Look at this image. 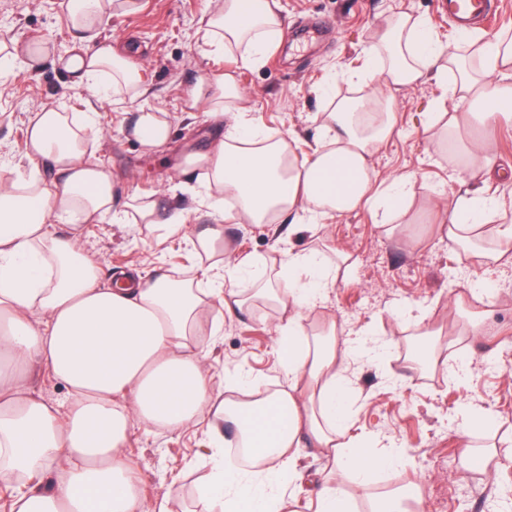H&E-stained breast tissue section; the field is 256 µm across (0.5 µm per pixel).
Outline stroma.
Segmentation results:
<instances>
[{"label": "stroma", "mask_w": 512, "mask_h": 512, "mask_svg": "<svg viewBox=\"0 0 512 512\" xmlns=\"http://www.w3.org/2000/svg\"><path fill=\"white\" fill-rule=\"evenodd\" d=\"M281 41L263 64L242 67L239 50L213 52L203 37L206 0H135L132 9L112 15L105 25L112 46L133 50L148 88L147 106L172 116L173 146L155 152L131 137L130 118L138 103L102 102L97 109L103 128L92 151L112 173L116 204L160 200L168 211L193 212L197 223L209 221L198 172L179 173L184 152L208 150L224 129L209 121L203 104L185 91L200 75L232 74L246 91L247 119L275 138H286L295 162L311 157L322 130L317 117L329 100H342L353 87L346 72L362 65L364 51L377 40L386 19L398 12L426 18L441 40L455 42L458 28L440 14L437 0H280ZM49 41L53 56L37 68L22 64L0 71V168L50 178L47 165L25 158L30 119L47 102L63 112L85 111L91 91L73 86L55 59L71 47L62 0H0V45L15 41ZM444 81L392 90L399 123L392 139L376 145L372 162L376 189L389 177L411 176L415 196L405 216L414 238H389L380 217L367 208L334 215L324 225L228 224L224 237L240 255L250 257L263 273L276 258L291 251L320 247L348 255L324 302L326 315L345 329L369 331L383 346L377 363L351 364L355 434L369 441L372 453L390 443L407 450L390 475L378 472L365 485L342 482V489L366 512L368 501L396 486L416 485L424 492L427 512H494L512 504V469H465L459 463L456 412L461 405L492 413L497 423L485 427V443L512 450V264L486 269L473 256L459 253L452 241L434 233L450 223L451 209L430 211L424 204L435 192L457 190L461 160L453 148L425 132L420 117L439 97ZM82 248L94 255L102 284L120 273L153 265L192 278L215 259L180 240L159 243L147 224L85 225ZM488 280L486 295L468 292L473 282ZM463 294V315L487 307L502 313L486 333L440 337L436 344L446 367L429 374H406L403 363L421 341L415 320L441 318L456 294ZM277 313L257 304L252 314L225 318L211 344L216 378L246 371L266 389L284 382L276 351ZM468 363L464 380L449 377L450 365ZM209 436L205 427L172 434L136 431L126 454L147 500L168 493L179 497L182 512H193L197 489L209 470Z\"/></svg>", "instance_id": "stroma-1"}]
</instances>
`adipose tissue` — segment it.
Segmentation results:
<instances>
[{"label": "adipose tissue", "mask_w": 512, "mask_h": 512, "mask_svg": "<svg viewBox=\"0 0 512 512\" xmlns=\"http://www.w3.org/2000/svg\"><path fill=\"white\" fill-rule=\"evenodd\" d=\"M205 36L216 51L240 49L245 67L261 65L279 42V0H210ZM134 0H70L67 25L72 47L63 67L77 86L99 93L147 94L140 65L101 41L102 25ZM385 61L368 54L353 70L372 90L374 110L364 101H334L325 137L311 158L282 167L285 139H271L246 118V93L232 76L214 82L199 77L190 94L209 101L224 136L209 151L188 152L181 170L203 171L213 226L193 230L190 213L158 216L156 203L136 206L141 223L155 225L159 242L180 239L222 256L223 269H200L195 281L156 269L121 277L108 287L80 246L82 227L124 220L113 203L112 176L91 161L89 132L97 112L72 116L49 105L30 120L25 157L47 163L50 179H0V484L14 491V512H177L175 494L154 504L142 499L125 448L136 430L178 433L206 424L211 437V472L199 492L201 512H298L304 479L302 460L313 456L330 466L314 499L315 512H351L336 479L362 482L376 471L398 468L406 450L391 445L382 455L361 448L352 435V382L347 373L354 341L335 320L314 328L307 311L322 306L334 279L323 254H285L274 276L239 287L249 260L232 251L223 223L268 224L299 209L309 222L372 203L399 208L412 181L395 177L385 194L372 191L373 149L394 132L398 115L391 89L456 71L451 90L480 112L448 109L436 99L421 123L440 140L477 126L512 123V41L494 39L478 47L480 64L470 68L458 48L441 41L427 20L401 14L381 35ZM95 51H87V44ZM238 101L236 111L225 99ZM131 133L142 145L164 149L171 123L152 108H138ZM462 168L490 183L503 177L494 146L476 135L458 141ZM493 195H459L450 223L439 234L457 243L492 235L484 254L500 266L512 252V225H493L500 209ZM69 230L53 235L50 217ZM263 302L279 314L275 326L285 389L263 394L247 374L230 390L216 388L203 321L222 327L225 313L246 312ZM46 369L68 390L67 408L33 394L28 382ZM232 424L240 447L261 463L258 478L224 457V426ZM67 466L52 483L43 475L57 460Z\"/></svg>", "instance_id": "adipose-tissue-1"}]
</instances>
